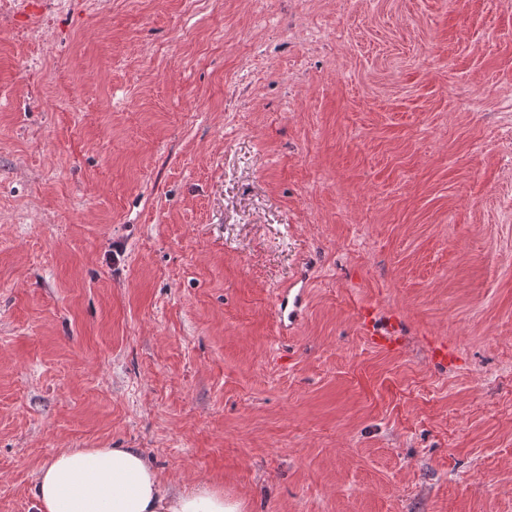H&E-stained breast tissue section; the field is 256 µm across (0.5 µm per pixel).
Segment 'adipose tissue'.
Segmentation results:
<instances>
[{"label": "adipose tissue", "mask_w": 512, "mask_h": 512, "mask_svg": "<svg viewBox=\"0 0 512 512\" xmlns=\"http://www.w3.org/2000/svg\"><path fill=\"white\" fill-rule=\"evenodd\" d=\"M36 512H240L223 490L168 484L138 448H69L39 472Z\"/></svg>", "instance_id": "ef3b65f1"}]
</instances>
